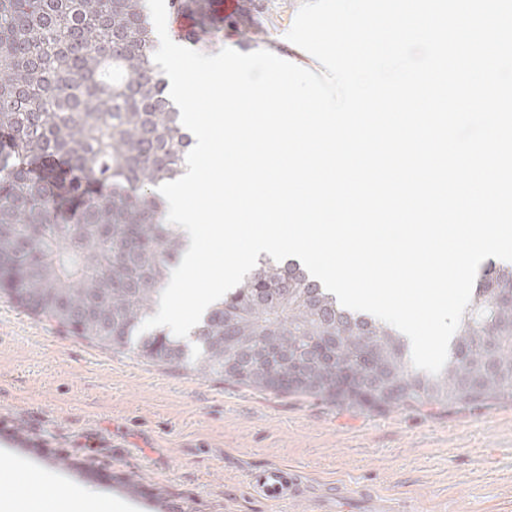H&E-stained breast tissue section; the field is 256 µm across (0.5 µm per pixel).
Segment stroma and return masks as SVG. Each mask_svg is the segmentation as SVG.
Masks as SVG:
<instances>
[{"instance_id": "35a3bbf8", "label": "stroma", "mask_w": 512, "mask_h": 512, "mask_svg": "<svg viewBox=\"0 0 512 512\" xmlns=\"http://www.w3.org/2000/svg\"><path fill=\"white\" fill-rule=\"evenodd\" d=\"M301 2L259 0L251 50L291 55ZM0 461L35 474L33 495L92 489L100 512H308L253 494L251 471L273 463L408 512H512V400L354 410L258 392L97 347L0 294Z\"/></svg>"}]
</instances>
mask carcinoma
Listing matches in <instances>:
<instances>
[{
  "label": "carcinoma",
  "instance_id": "cac0c4a2",
  "mask_svg": "<svg viewBox=\"0 0 512 512\" xmlns=\"http://www.w3.org/2000/svg\"><path fill=\"white\" fill-rule=\"evenodd\" d=\"M168 5L196 21L180 39L260 33L253 0L223 26L214 0ZM152 33L143 0H0V292L95 345L134 342L156 365L261 391L379 409L512 399V303L499 295L512 265L475 281L437 376L412 367L397 330L342 308L293 261L260 259L213 303L194 357L167 333L135 337L183 248L154 188L183 174L192 145ZM226 347L239 349L232 366Z\"/></svg>",
  "mask_w": 512,
  "mask_h": 512
}]
</instances>
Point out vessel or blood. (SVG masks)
I'll return each mask as SVG.
<instances>
[{"label": "vessel or blood", "mask_w": 512, "mask_h": 512, "mask_svg": "<svg viewBox=\"0 0 512 512\" xmlns=\"http://www.w3.org/2000/svg\"><path fill=\"white\" fill-rule=\"evenodd\" d=\"M250 488L275 504L299 498L314 501V512H356L360 507L366 512H401L402 508L398 499L368 490L358 492L340 482L322 485L294 466L282 463L252 471Z\"/></svg>", "instance_id": "vessel-or-blood-1"}]
</instances>
